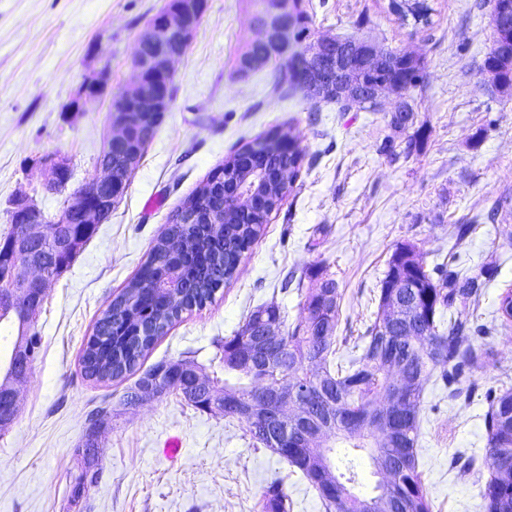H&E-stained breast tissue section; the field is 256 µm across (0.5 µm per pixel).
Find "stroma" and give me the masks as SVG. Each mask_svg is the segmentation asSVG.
Masks as SVG:
<instances>
[{"label": "stroma", "instance_id": "stroma-1", "mask_svg": "<svg viewBox=\"0 0 512 512\" xmlns=\"http://www.w3.org/2000/svg\"><path fill=\"white\" fill-rule=\"evenodd\" d=\"M166 0H0V239L21 197L57 220L69 190L99 173L111 97L132 78L135 42ZM389 0H297L312 37H363L420 57L423 85L408 96L428 137L402 157L407 132L389 125L400 102L379 111H340L303 91L273 94L272 71L234 73L238 48L253 36L250 0H208L174 66L169 112L110 219L73 265L53 279L35 322L41 351L18 388V414L0 431V512H260L265 483L282 479L290 512H323L315 490L257 444L238 420L195 409L173 394L118 406L135 376L96 382L81 355L108 301L134 276L168 218L231 152L270 129L290 131L304 154L293 190L243 259L236 278L202 310L183 315L142 359L141 369L191 359L202 373L221 366L218 339L233 335L257 306L276 302L286 325L304 292L285 285L326 267L342 292L336 334L349 356L377 310L380 282L397 243L412 242L426 265L456 258L470 274H498L478 314L490 329L476 344L490 356L469 381L470 400L429 382L420 413L418 463L432 512H486L477 484L460 471L472 458L490 474L482 389L512 385V329L497 313L512 288V90L491 87L483 70L493 40L490 0H429L431 26L400 20ZM104 90L79 96L88 79ZM392 140L393 154L381 146ZM68 159V191L46 190V156ZM473 225L463 242L453 227ZM113 412L99 432L101 477L80 501L70 494L82 470L74 450L97 406ZM180 438L167 459L164 441Z\"/></svg>", "mask_w": 512, "mask_h": 512}]
</instances>
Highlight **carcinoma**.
Returning a JSON list of instances; mask_svg holds the SVG:
<instances>
[{"mask_svg": "<svg viewBox=\"0 0 512 512\" xmlns=\"http://www.w3.org/2000/svg\"><path fill=\"white\" fill-rule=\"evenodd\" d=\"M253 6L256 36L237 52L234 74L242 78L272 66L276 94L304 88L311 73L321 69L324 89L319 99L337 103L343 112H376L379 101L368 89L377 81L390 83V90L401 96L424 82L423 61L398 49H378L379 61L373 68L324 69L320 60L298 50L301 40L309 36V30L302 26L301 14H292L293 45L287 48L261 38L260 27L266 14L278 6V0H254ZM390 8L402 19L410 15L418 23L431 24L427 0H391ZM492 15L497 36L483 70L495 74L491 78L495 89L508 90L512 88V0H494ZM161 122L160 117L146 116L127 129L125 153L132 165L139 164ZM283 137L285 134L275 128L234 151L182 201L136 276L101 311L83 349L85 377L106 382L135 373L155 341L166 335L183 314L206 306L231 283L300 172L302 151L285 154L280 147ZM242 150L258 156L269 179L266 211L258 216H244L239 202L224 194V184L214 183L222 173L228 178L227 185H238L245 192L257 185L256 177L239 160ZM283 168L288 169V182L280 186L276 178ZM190 209L202 215L215 212L222 216V223L189 224L185 212ZM44 228L38 252L54 276L59 277L98 225L51 223ZM172 238L185 244L188 256L181 265L179 280L174 282L168 280L170 266L164 262ZM495 275L491 267L477 275H465L444 262L429 269L416 258L414 244H397L387 262L375 318L362 336V353L338 365L336 330L342 293L336 279L324 268L309 270L310 287L305 292L301 316L294 326L282 332L280 357L266 369V375L270 385L287 380L317 392L311 420L327 426V430L303 447L292 443L293 434L300 427L293 420L288 421L286 433L271 437L254 433L252 438L302 474L317 492L324 512H364L368 499L374 501L376 512H385L387 503L403 510L432 512L416 457L424 385L437 374L448 386L449 397L464 394L459 387L461 379L481 364L474 343L488 334L486 325L478 323L473 314L480 306L484 286ZM403 296L414 302L410 323L405 318L397 319L393 311L395 301ZM41 308L40 303L26 305L21 300L16 314L21 336L13 353L31 364L39 356L41 338L35 332L27 333V329ZM498 313L504 324L512 323L511 288L499 295ZM270 324L284 328L281 308L275 302L256 307L234 335L216 344L224 377L215 375L207 379L208 385L196 386L189 374L195 363L177 360L173 365L181 372L165 378L166 392L180 395L188 405L204 412L219 410V401L231 398L234 405L224 407V416L247 422L243 409L260 401L262 386L257 374L239 358L252 354L258 333ZM390 359L403 362L410 382L404 402L390 412L394 431L387 435L375 420V412L389 397L384 365ZM483 398L487 404V453L501 466L486 480L481 496L487 512H512V388L489 387ZM325 448H377L380 455L399 460L401 467L391 481L375 486V494L363 495L354 490L358 473L351 461L342 467L334 464L331 473H326ZM76 453L82 459L83 470L72 489L75 501L85 492L86 476L98 478L97 435H86ZM260 508L261 512H288V497L281 481L273 480L263 488Z\"/></svg>", "mask_w": 512, "mask_h": 512, "instance_id": "carcinoma-1", "label": "carcinoma"}]
</instances>
